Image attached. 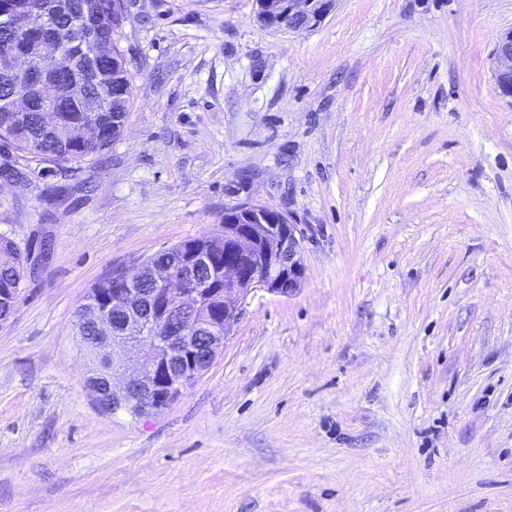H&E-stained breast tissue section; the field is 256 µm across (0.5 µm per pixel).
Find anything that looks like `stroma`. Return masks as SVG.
<instances>
[{
	"instance_id": "stroma-1",
	"label": "stroma",
	"mask_w": 512,
	"mask_h": 512,
	"mask_svg": "<svg viewBox=\"0 0 512 512\" xmlns=\"http://www.w3.org/2000/svg\"><path fill=\"white\" fill-rule=\"evenodd\" d=\"M130 0L123 135L65 192L0 186L26 268L0 322V512H512V0ZM260 203L301 288L252 294L210 369L99 412L74 311L116 267ZM334 0H255V19L270 28L307 29L320 23ZM494 80L500 94L512 98V30L502 33L493 48Z\"/></svg>"
}]
</instances>
